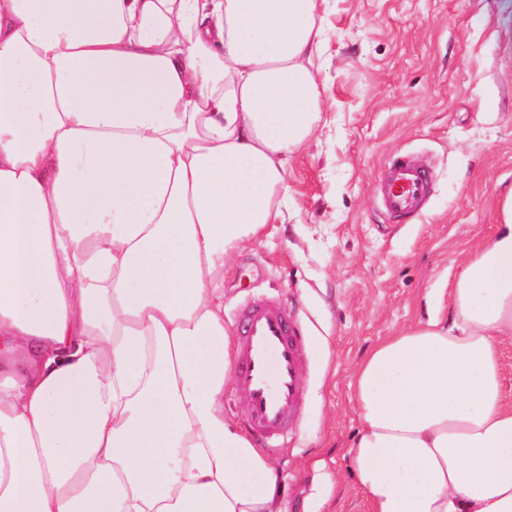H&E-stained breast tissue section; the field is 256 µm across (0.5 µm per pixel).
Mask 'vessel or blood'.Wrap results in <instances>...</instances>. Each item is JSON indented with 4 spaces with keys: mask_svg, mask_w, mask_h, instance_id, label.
<instances>
[{
    "mask_svg": "<svg viewBox=\"0 0 512 512\" xmlns=\"http://www.w3.org/2000/svg\"><path fill=\"white\" fill-rule=\"evenodd\" d=\"M430 180L429 172L410 156H392L377 185L380 207L396 223L421 214ZM304 362L300 333L280 302L267 300L244 308L232 366L242 396L238 415L267 448H277L298 418Z\"/></svg>",
    "mask_w": 512,
    "mask_h": 512,
    "instance_id": "b4317fda",
    "label": "vessel or blood"
}]
</instances>
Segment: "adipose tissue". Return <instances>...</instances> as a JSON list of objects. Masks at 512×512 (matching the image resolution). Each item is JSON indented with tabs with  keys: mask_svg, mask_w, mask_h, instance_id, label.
I'll return each instance as SVG.
<instances>
[{
	"mask_svg": "<svg viewBox=\"0 0 512 512\" xmlns=\"http://www.w3.org/2000/svg\"><path fill=\"white\" fill-rule=\"evenodd\" d=\"M323 0H0V512H288L224 413V262L322 122ZM355 370L370 512H512V191ZM499 360L503 390L507 401L512 402V341H504L499 346Z\"/></svg>",
	"mask_w": 512,
	"mask_h": 512,
	"instance_id": "1",
	"label": "adipose tissue"
}]
</instances>
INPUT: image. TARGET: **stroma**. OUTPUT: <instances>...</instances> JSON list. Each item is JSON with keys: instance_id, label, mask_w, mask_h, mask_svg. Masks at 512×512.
Returning a JSON list of instances; mask_svg holds the SVG:
<instances>
[{"instance_id": "stroma-1", "label": "stroma", "mask_w": 512, "mask_h": 512, "mask_svg": "<svg viewBox=\"0 0 512 512\" xmlns=\"http://www.w3.org/2000/svg\"><path fill=\"white\" fill-rule=\"evenodd\" d=\"M325 125L294 156L283 221L224 264V325L280 300L307 342L296 433L269 457L289 512H368L351 473L353 377L384 337L447 306L461 259L512 189V0H326ZM408 152L433 174L409 224L389 225L372 185Z\"/></svg>"}]
</instances>
